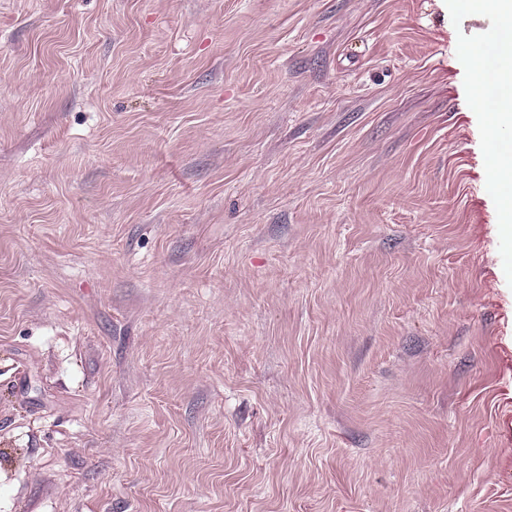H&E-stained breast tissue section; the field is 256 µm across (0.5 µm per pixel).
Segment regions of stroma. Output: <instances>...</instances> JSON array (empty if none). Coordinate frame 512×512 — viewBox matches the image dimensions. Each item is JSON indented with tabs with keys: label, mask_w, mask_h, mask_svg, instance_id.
<instances>
[{
	"label": "stroma",
	"mask_w": 512,
	"mask_h": 512,
	"mask_svg": "<svg viewBox=\"0 0 512 512\" xmlns=\"http://www.w3.org/2000/svg\"><path fill=\"white\" fill-rule=\"evenodd\" d=\"M495 26L0 0V512H512Z\"/></svg>",
	"instance_id": "1"
}]
</instances>
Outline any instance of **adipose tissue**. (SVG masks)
I'll list each match as a JSON object with an SVG mask.
<instances>
[{
	"label": "adipose tissue",
	"instance_id": "ef3b65f1",
	"mask_svg": "<svg viewBox=\"0 0 512 512\" xmlns=\"http://www.w3.org/2000/svg\"><path fill=\"white\" fill-rule=\"evenodd\" d=\"M471 9L493 14L494 40L471 56L475 88L470 98L474 111L484 113L491 127L512 125V67L503 64L512 55V0H467Z\"/></svg>",
	"mask_w": 512,
	"mask_h": 512
}]
</instances>
